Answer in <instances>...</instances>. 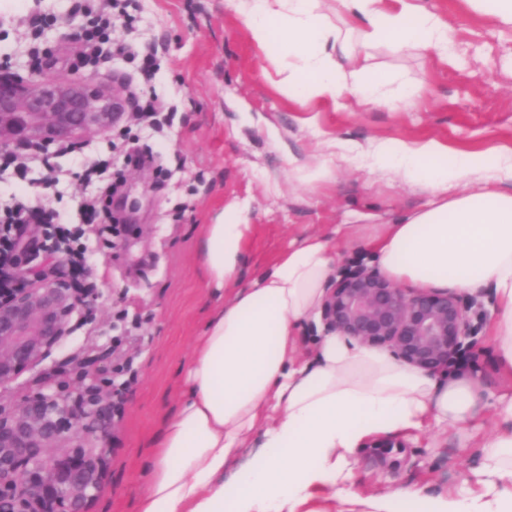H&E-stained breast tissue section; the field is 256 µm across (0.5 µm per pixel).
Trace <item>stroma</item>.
Listing matches in <instances>:
<instances>
[{
	"label": "stroma",
	"mask_w": 512,
	"mask_h": 512,
	"mask_svg": "<svg viewBox=\"0 0 512 512\" xmlns=\"http://www.w3.org/2000/svg\"><path fill=\"white\" fill-rule=\"evenodd\" d=\"M457 31L453 57L371 50L373 61L412 90L397 105L365 108L352 96L340 105L300 102L265 77L262 53L226 0H139L138 38L156 44L158 64L145 79L136 63L105 56L92 75L128 92L157 95L172 109L163 131L145 130L140 162L122 164L111 208L126 226L122 243L88 241L97 269L92 315L74 314L64 346L38 367L0 388V401L23 399L41 378L69 370V357L113 336L125 314L121 353L132 358L133 379L124 413L111 433L112 453L91 512H136L154 464L165 423L175 414L187 365L205 325L222 301L206 285L200 266L204 228L230 205L239 206L250 231L239 269L247 286L280 253L303 237L337 224H379L420 207L424 188L368 167L359 151L378 141L434 139L449 153L512 152V26L481 20L468 0H419ZM69 0H0V59L39 76L71 77L78 61L67 36ZM53 16L42 40L48 55L32 59L22 16ZM111 134L91 135L80 152L57 158L64 177L41 195L63 224L75 225L88 189L81 168L110 154ZM328 167L329 181L302 184L297 168ZM492 294L471 315L481 350L472 358L485 386L506 381L496 362L488 314ZM392 467L383 471L381 458ZM365 453L351 483L363 495L388 485H421L434 496L470 482L480 451L455 430L403 438L387 456Z\"/></svg>",
	"instance_id": "35a3bbf8"
}]
</instances>
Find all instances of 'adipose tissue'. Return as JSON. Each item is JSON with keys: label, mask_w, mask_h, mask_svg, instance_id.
<instances>
[{"label": "adipose tissue", "mask_w": 512, "mask_h": 512, "mask_svg": "<svg viewBox=\"0 0 512 512\" xmlns=\"http://www.w3.org/2000/svg\"><path fill=\"white\" fill-rule=\"evenodd\" d=\"M244 20L277 85L302 101L394 104L405 85L371 61L378 44L447 60L455 30L416 0H227ZM449 156L448 164L438 159ZM377 169L425 187L426 204L360 235L394 281L455 286L467 296L491 289L497 363L512 376V159L489 165L449 153L429 139L395 141L373 155ZM249 225L234 210L207 225L208 287L224 295L188 364L178 410L156 447L137 512H512V388L489 391L480 373L455 367L430 374L336 334L297 355V329L317 321L335 256L329 239L310 235L283 251L250 286L237 282ZM489 410L499 429L476 419ZM453 427L482 450L473 483L428 496L411 485L363 496L348 481L357 452L386 437ZM263 442L232 481L224 470L254 431Z\"/></svg>", "instance_id": "obj_1"}]
</instances>
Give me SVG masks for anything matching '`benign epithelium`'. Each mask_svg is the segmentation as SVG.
Returning a JSON list of instances; mask_svg holds the SVG:
<instances>
[{"label":"benign epithelium","instance_id":"obj_1","mask_svg":"<svg viewBox=\"0 0 512 512\" xmlns=\"http://www.w3.org/2000/svg\"><path fill=\"white\" fill-rule=\"evenodd\" d=\"M127 113L123 92L90 76L67 80L0 67V149L49 146L108 132ZM19 250L15 288H0V388L48 357L70 333L71 316L93 311L65 268L36 274ZM474 300L452 288H401L378 269L348 265L326 286L323 330L378 347L404 365L435 373L480 351ZM131 360L117 344L72 366L67 381L47 380L0 403V512H90L122 417Z\"/></svg>","mask_w":512,"mask_h":512}]
</instances>
